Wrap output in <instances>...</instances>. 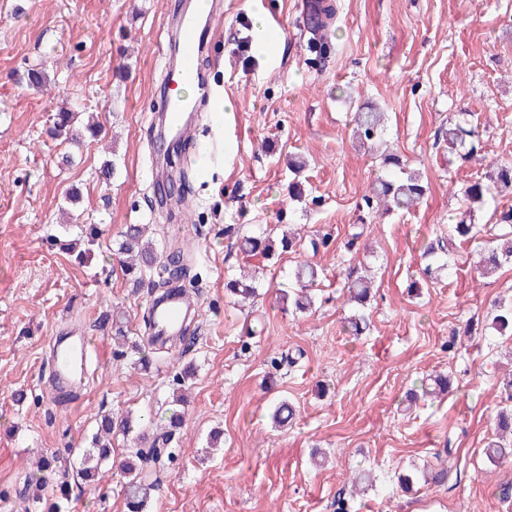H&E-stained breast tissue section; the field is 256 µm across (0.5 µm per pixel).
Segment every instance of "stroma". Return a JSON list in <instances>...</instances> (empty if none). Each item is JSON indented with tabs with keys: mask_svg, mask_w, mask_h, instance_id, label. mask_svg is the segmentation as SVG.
Wrapping results in <instances>:
<instances>
[{
	"mask_svg": "<svg viewBox=\"0 0 512 512\" xmlns=\"http://www.w3.org/2000/svg\"><path fill=\"white\" fill-rule=\"evenodd\" d=\"M306 2L224 0L202 68L233 110L197 113L195 146L180 160L194 179L187 223L155 194V118L180 0H0V512H24L38 457L78 453L104 414L148 416L143 430L155 437L180 375L184 424L146 512H336L340 496L352 512H512L500 489L512 467L484 454L504 405L499 382L512 372V337L487 313L512 302V262L484 278L479 244L447 243L467 185L512 163V0H336L335 51L316 66ZM257 13L283 39L267 59L253 45ZM38 64L50 76L43 89L23 79ZM365 102L384 112L389 150L429 185L416 209L379 217L365 205L380 165L352 139ZM64 106L80 124L98 115L105 138H52ZM460 119L477 132L470 161L451 159L445 137ZM294 156L306 163L297 174ZM294 180L305 187L299 201L288 194ZM77 222L102 227L82 260L59 246ZM127 224L153 225L157 247L182 248L200 274L190 349L119 357L100 327L118 312L143 333L150 293L112 260ZM228 224L246 234L292 224L301 238L270 262L239 251ZM318 237L328 245L315 251ZM441 241L445 267L425 276L424 250ZM304 263L322 271L315 305L282 309L279 292L296 291ZM348 265L374 278L359 336L345 328ZM243 269L256 271L258 289L242 307L225 283ZM80 334L93 345L87 374L60 404L53 345ZM438 372L451 390L409 404L407 392ZM281 401L295 416L278 427L270 414ZM447 444L448 478L401 491L398 475L435 467ZM363 470L374 481L357 495ZM68 512H124L119 470L75 487Z\"/></svg>",
	"mask_w": 512,
	"mask_h": 512,
	"instance_id": "35a3bbf8",
	"label": "stroma"
}]
</instances>
